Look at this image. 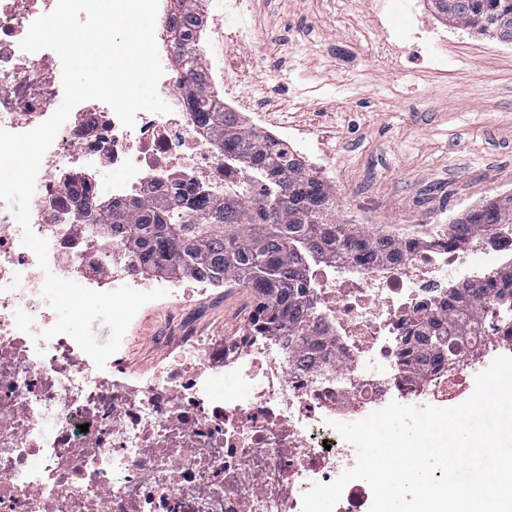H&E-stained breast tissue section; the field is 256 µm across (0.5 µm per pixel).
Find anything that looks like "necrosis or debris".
I'll return each instance as SVG.
<instances>
[{
	"mask_svg": "<svg viewBox=\"0 0 512 512\" xmlns=\"http://www.w3.org/2000/svg\"><path fill=\"white\" fill-rule=\"evenodd\" d=\"M56 0H0V128L25 132L47 120L63 95L48 80L60 65L47 49L19 43ZM183 57L207 72L217 106L266 118L224 80V57L187 42ZM183 66H165L158 91L171 111L138 113L121 125L104 102L74 109L43 157L30 208L33 232L49 243L41 269L22 244L11 206L0 202V512H302V495L356 461L334 422H354L391 401L442 405L474 390L473 373L512 354V321L482 310L448 371L421 381L404 364L403 339L418 317L512 256V232L475 235L458 247L447 233L419 234L406 257L373 265L339 255L310 266L307 353L258 331L233 340L204 335L189 290L157 336L169 350L152 372L126 374L121 354L104 369L66 335L37 343L55 311L42 295L46 273L97 291L150 290L123 242L92 238L70 222L75 200L66 169L82 170L86 193L123 203L238 178L192 112ZM111 182L99 180L100 168ZM33 317L19 330L16 310Z\"/></svg>",
	"mask_w": 512,
	"mask_h": 512,
	"instance_id": "1",
	"label": "necrosis or debris"
}]
</instances>
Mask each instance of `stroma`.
Masks as SVG:
<instances>
[{"mask_svg": "<svg viewBox=\"0 0 512 512\" xmlns=\"http://www.w3.org/2000/svg\"><path fill=\"white\" fill-rule=\"evenodd\" d=\"M255 38L224 61L232 81L283 110L293 129L322 134L336 156V199L350 224H447L478 202L512 194V44L445 25L429 0L420 16L443 30L448 70L381 59L375 0H248ZM260 54V78L240 66ZM202 334L240 335L253 295L237 286L199 294ZM155 300L127 338L126 364L150 370L171 311Z\"/></svg>", "mask_w": 512, "mask_h": 512, "instance_id": "35a3bbf8", "label": "stroma"}]
</instances>
